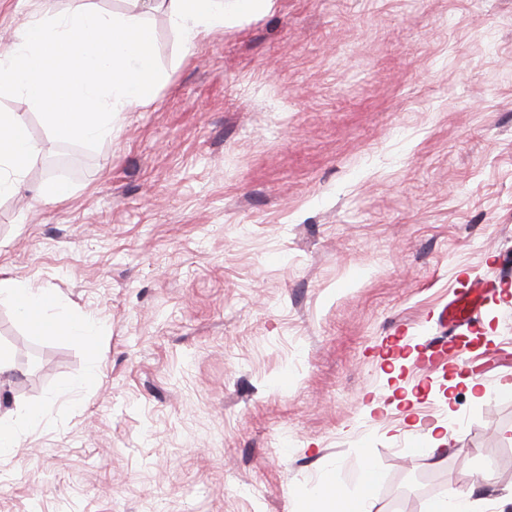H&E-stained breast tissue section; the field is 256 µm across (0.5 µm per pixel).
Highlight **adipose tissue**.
Returning a JSON list of instances; mask_svg holds the SVG:
<instances>
[{
  "label": "adipose tissue",
  "mask_w": 512,
  "mask_h": 512,
  "mask_svg": "<svg viewBox=\"0 0 512 512\" xmlns=\"http://www.w3.org/2000/svg\"><path fill=\"white\" fill-rule=\"evenodd\" d=\"M146 6L147 0H133V12L111 14L85 4L68 13L32 17L0 53V91L30 99L57 140L108 139L114 114L148 104L161 80L153 34L143 20ZM272 6L273 0H166L170 23L186 50L201 33L224 26L227 17L256 15ZM38 155L21 116L0 111V195L17 190ZM0 297L11 299L17 316L38 329H59L83 343L93 340L90 323L61 318L49 290L0 276ZM377 481L369 464L358 472L354 494L338 490L333 476H326L306 512H368Z\"/></svg>",
  "instance_id": "adipose-tissue-1"
}]
</instances>
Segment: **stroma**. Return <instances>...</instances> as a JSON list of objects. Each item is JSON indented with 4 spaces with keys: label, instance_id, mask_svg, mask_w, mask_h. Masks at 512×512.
<instances>
[{
    "label": "stroma",
    "instance_id": "stroma-1",
    "mask_svg": "<svg viewBox=\"0 0 512 512\" xmlns=\"http://www.w3.org/2000/svg\"><path fill=\"white\" fill-rule=\"evenodd\" d=\"M84 2L0 0V52ZM144 20L163 79L110 139L54 140L0 94L41 148L0 196V272L96 331L0 301V512H300L367 462L370 512H512V366L448 401L419 359L475 276L494 293L459 340L512 353V0H274L186 54ZM0 297L11 299L16 315L40 330L55 331L60 328L66 336L83 343H91L95 336L90 323L62 320L59 313L53 312L57 308V299L47 289L25 288L19 281L1 275ZM36 317L37 321L34 319ZM472 491L467 493L451 492L447 498L437 500L430 508L429 512H469L471 511V497Z\"/></svg>",
    "mask_w": 512,
    "mask_h": 512
}]
</instances>
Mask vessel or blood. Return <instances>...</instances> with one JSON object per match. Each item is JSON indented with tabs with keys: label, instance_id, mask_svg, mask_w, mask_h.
Masks as SVG:
<instances>
[{
	"label": "vessel or blood",
	"instance_id": "1",
	"mask_svg": "<svg viewBox=\"0 0 512 512\" xmlns=\"http://www.w3.org/2000/svg\"><path fill=\"white\" fill-rule=\"evenodd\" d=\"M487 290L478 280H468L454 298L445 305L438 315L437 333L429 337L424 345L422 367L431 372L454 368L457 372L474 377L484 376V368L475 365L456 340L450 336L448 328L457 323H470L478 315L480 305Z\"/></svg>",
	"mask_w": 512,
	"mask_h": 512
}]
</instances>
